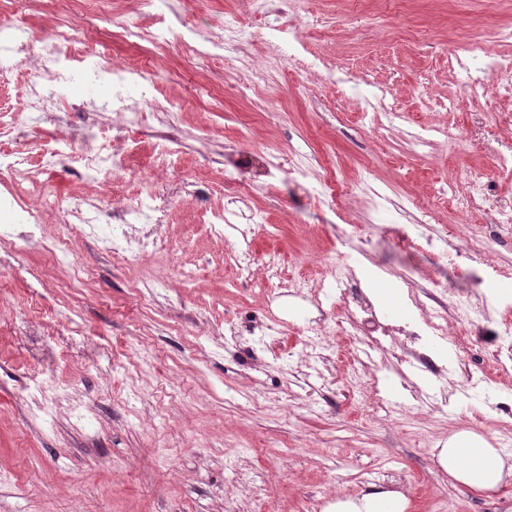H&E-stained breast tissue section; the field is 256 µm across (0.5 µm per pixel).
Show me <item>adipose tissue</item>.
Returning a JSON list of instances; mask_svg holds the SVG:
<instances>
[{
    "label": "adipose tissue",
    "instance_id": "obj_1",
    "mask_svg": "<svg viewBox=\"0 0 512 512\" xmlns=\"http://www.w3.org/2000/svg\"><path fill=\"white\" fill-rule=\"evenodd\" d=\"M437 462L459 486L496 492L512 482V466L499 449L480 434L460 431L451 435L437 453ZM406 497L398 491L370 487L357 499H340L331 512H405Z\"/></svg>",
    "mask_w": 512,
    "mask_h": 512
}]
</instances>
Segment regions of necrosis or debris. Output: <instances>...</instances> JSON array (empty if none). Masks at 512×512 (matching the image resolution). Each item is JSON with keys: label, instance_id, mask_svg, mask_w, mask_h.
<instances>
[{"label": "necrosis or debris", "instance_id": "obj_1", "mask_svg": "<svg viewBox=\"0 0 512 512\" xmlns=\"http://www.w3.org/2000/svg\"><path fill=\"white\" fill-rule=\"evenodd\" d=\"M249 4L255 16L266 18L267 23L263 29L255 31L240 21L232 20L225 23L220 38L214 43L204 44L191 36L183 41L186 49L204 62L211 58L213 49L236 52L258 40L263 43L267 58L298 64L302 73L315 78L318 84L337 83V68L311 53L296 28L270 23V16H283L289 5L288 0H249ZM84 23V15H72L70 20L63 23L61 30L48 40L34 67V76L24 87L23 110L28 117L48 119L59 112L61 103L74 84L104 79L110 82V96L100 100L96 109L121 114L124 131L112 135L105 128L89 125V141L83 152L74 158L75 163L82 168L84 177L93 182L101 172L120 174L128 168L140 132V114L130 104V88H138L140 100L146 106H159L160 101L155 83L146 80L141 66L106 63L107 52L103 49L89 56L68 53L70 44L85 39ZM121 29L124 38L147 41L157 54L164 52L170 43L171 27L161 12L156 13L154 23L148 27L143 25L138 16H126ZM453 59L466 73V80L461 87L462 99H480L491 93L512 94V55L487 58L483 44L465 35L457 42ZM31 195L36 199L37 206L35 212L30 213L29 224L25 227L15 226L11 220L12 214L21 204L20 196L0 198V272H15V260L34 240L40 214L48 210L61 212L73 229L111 219L112 233L107 239V248L113 259L119 262L129 264L154 255L162 248L155 226L162 222L167 205L155 197L119 200L113 202L111 210L107 211L95 205H87L82 198L61 200L43 186H34ZM456 208L463 214L485 215L493 224L512 222V200L500 197L494 186L480 177L472 178L466 192L457 196ZM203 224L206 233L214 238L237 239L234 267L238 275L250 277L254 272H261L265 280L277 281L288 295L310 301L314 307L322 309L323 324L320 330L314 332L302 345L303 357L310 364L323 357L333 320L330 309L337 305L348 310L349 324L356 335L360 336L362 345L374 349L384 341L396 343L401 350L400 361L411 365L419 362L430 367L435 364L431 355L435 344L447 345L449 352L457 356L463 351L455 334L448 331L449 310H456L458 317L464 319L480 309L479 304L467 295L458 297L454 306H447L441 297L448 294L449 289L447 284L439 282L426 297L412 295L411 301L419 311L418 316L395 325L382 316L365 289L353 287L354 275L349 265L341 262L338 255L328 258L331 281L317 290L312 289L305 278L283 277L281 253L274 251L261 257L256 256L253 242L263 229V218L259 213H252L249 224L241 225L234 211L222 208L207 215Z\"/></svg>", "mask_w": 512, "mask_h": 512}]
</instances>
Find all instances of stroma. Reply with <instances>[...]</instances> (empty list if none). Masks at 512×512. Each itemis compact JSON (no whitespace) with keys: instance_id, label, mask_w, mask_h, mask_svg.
Returning a JSON list of instances; mask_svg holds the SVG:
<instances>
[{"instance_id":"1","label":"stroma","mask_w":512,"mask_h":512,"mask_svg":"<svg viewBox=\"0 0 512 512\" xmlns=\"http://www.w3.org/2000/svg\"><path fill=\"white\" fill-rule=\"evenodd\" d=\"M79 8V0H0V21L22 25L31 55L47 34ZM153 0H112V21L95 22V39L79 52L109 42L116 62H146L170 108L146 112L140 145L127 175L104 174L92 183L62 161L46 168L38 157L83 122L75 105L93 107L107 84L79 85L59 119L29 122L6 147L33 162L0 179V196L25 194L40 183L62 198L81 196L108 208L113 198L153 195L172 200L159 236L162 266L136 269L115 263L102 246L108 223L95 236L70 234L73 258L53 265L40 246L18 258L41 274L52 312L39 338L56 346L70 316L85 333L69 336L77 357L39 366L26 364L12 327L25 319L27 281L8 278L0 295V512H326L340 497H356L370 486L402 490L407 512H512V487L483 495L454 485L434 451L448 437L473 430L512 455V371L494 372L495 319L512 305V224H487L462 216L452 198L471 178L491 182L512 197V169L490 164L488 150L512 141V100L458 98L463 73L448 66V47L458 20L480 33L488 18L512 28V0H414L406 12L356 17L346 0H296L287 17L298 24L312 15L325 25L305 28L312 53L350 70V79L319 88L289 62L265 66L256 42L233 61L223 56L202 63L186 55L185 24L199 39L217 37L228 14L253 28L247 0H166L172 18L168 50L150 54L132 48L112 26L125 16H151ZM265 80L248 96L225 94V84L258 66ZM395 101L403 112L383 134L365 123L362 81ZM482 113L485 135L469 134L471 113ZM171 134L185 150L178 172L158 169L160 137ZM270 152L287 164L297 151L311 154L309 181L325 176L349 188L341 213L320 208L285 174L244 193L243 212L264 211L267 223L255 239L257 253L288 256L287 277L319 284L325 258L342 252L351 264L396 279L408 270L416 285L447 281L449 288L485 298L486 310L460 324L465 359L475 375L491 381L471 388L458 370L443 377L412 370L422 390L415 399L401 388L402 368L387 351L361 360L358 337L340 323L329 341L322 373L299 351L307 323L317 311L292 297L273 298L253 278L235 284L230 244L205 236V213L234 200L224 188V155L231 150ZM450 185L451 192L438 189ZM369 186L393 201L416 198L433 205L435 221L408 223L399 241L388 210L368 217L354 187ZM489 234L485 255L456 267L443 256L448 246L465 248ZM92 270L77 279L76 267ZM170 276L165 291L136 297V285L154 269ZM275 312L289 322L282 342L288 361L251 351L246 341L219 344L214 324L248 312ZM381 367L377 395L352 377ZM47 388L58 407L53 423L28 415V391Z\"/></svg>"}]
</instances>
